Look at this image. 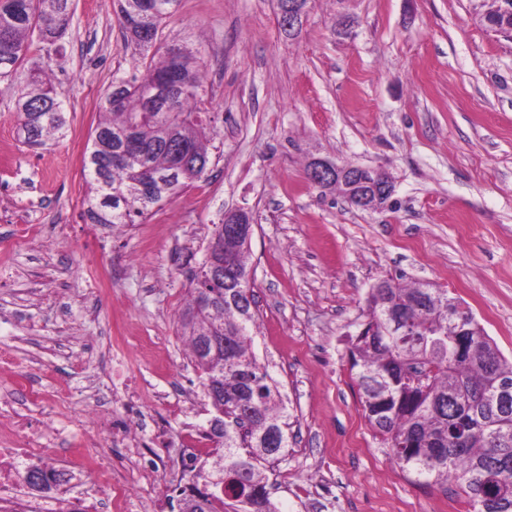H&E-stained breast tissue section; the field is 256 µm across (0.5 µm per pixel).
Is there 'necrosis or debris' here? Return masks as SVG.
<instances>
[{
    "label": "necrosis or debris",
    "instance_id": "obj_1",
    "mask_svg": "<svg viewBox=\"0 0 512 512\" xmlns=\"http://www.w3.org/2000/svg\"><path fill=\"white\" fill-rule=\"evenodd\" d=\"M27 399L31 404L27 410L0 405V418H9L15 431L14 446L0 447V512H151L153 504L140 481L164 468L163 459L154 452L165 438L159 426L147 425L142 418L130 421L96 395H88L81 432L84 448L70 462L60 464L48 450L62 438L65 426L36 413V406L43 402L41 393L28 391ZM104 432L120 438L126 451L136 457L139 480L113 485L111 466L89 450ZM35 465L54 478L55 494L38 496L31 492L26 474ZM86 473L94 474L107 494L105 501L78 493L77 483Z\"/></svg>",
    "mask_w": 512,
    "mask_h": 512
}]
</instances>
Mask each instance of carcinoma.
<instances>
[{"label": "carcinoma", "mask_w": 512, "mask_h": 512, "mask_svg": "<svg viewBox=\"0 0 512 512\" xmlns=\"http://www.w3.org/2000/svg\"><path fill=\"white\" fill-rule=\"evenodd\" d=\"M179 3L118 0L123 40L142 72L113 77L101 101L106 118L93 131L84 165L99 198L88 208L95 224H141L206 173L211 117L198 59L168 47L155 60L162 25ZM71 22V0H0V83L13 84L31 49L48 59L58 52ZM163 79L176 87L174 95L149 104L146 90ZM14 94L23 144L43 146L63 135L64 105L43 68L30 70ZM382 284L371 289L367 321L348 348L368 424L416 481L459 485L469 512H512V398L491 402L499 388H512V361L484 333L459 335L474 316L448 291L391 278ZM191 285L179 320L211 407L206 437L217 460L213 471L193 475L204 489L180 490L179 504L209 500L211 512H224L231 499L234 512H274L264 468L274 467L288 447L289 423L279 383L251 349L254 287L243 289V309L229 301L236 280L213 284L194 274ZM203 296L210 308L197 312ZM205 336L224 337V349L202 361Z\"/></svg>", "instance_id": "carcinoma-1"}]
</instances>
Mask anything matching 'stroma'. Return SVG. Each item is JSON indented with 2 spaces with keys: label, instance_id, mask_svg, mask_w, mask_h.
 <instances>
[{
  "label": "stroma",
  "instance_id": "stroma-1",
  "mask_svg": "<svg viewBox=\"0 0 512 512\" xmlns=\"http://www.w3.org/2000/svg\"><path fill=\"white\" fill-rule=\"evenodd\" d=\"M493 0H311L288 36L276 0H181L161 42L196 53L215 132L204 181L142 224L86 217L83 157L113 74L130 72L116 0H73L52 64L63 137L30 148L0 83V345L30 371L45 416L80 424L87 381L164 428L206 419L182 341L189 276L215 224L244 207L261 325L252 349L291 427L269 471L281 512H467L459 486L417 484L367 424L348 346L380 279L430 282L468 308L512 360V37ZM381 168L392 209L351 206L306 177L310 157ZM38 224L20 240L17 224ZM122 363L142 396L115 397Z\"/></svg>",
  "mask_w": 512,
  "mask_h": 512
}]
</instances>
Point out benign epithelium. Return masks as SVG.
Listing matches in <instances>:
<instances>
[{"instance_id": "benign-epithelium-1", "label": "benign epithelium", "mask_w": 512, "mask_h": 512, "mask_svg": "<svg viewBox=\"0 0 512 512\" xmlns=\"http://www.w3.org/2000/svg\"><path fill=\"white\" fill-rule=\"evenodd\" d=\"M306 6L303 0H292L288 9L278 13L280 27L292 33L298 30L305 17ZM309 178L327 187L342 188L344 195L350 196V189L362 186L364 190L355 196L356 206L362 210L382 211L392 204L395 185L391 176L379 169L358 166L356 168L339 164L326 157L314 156L308 164ZM252 215L242 209L224 212V238L232 242L248 241L253 231ZM222 248L208 256L206 263L199 268V275L211 279H222L224 262L221 259Z\"/></svg>"}]
</instances>
